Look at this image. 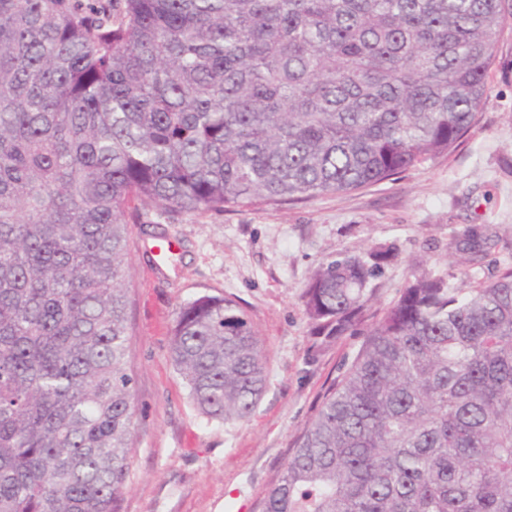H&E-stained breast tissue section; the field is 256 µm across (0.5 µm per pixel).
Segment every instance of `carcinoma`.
<instances>
[{
  "label": "carcinoma",
  "instance_id": "cac0c4a2",
  "mask_svg": "<svg viewBox=\"0 0 512 512\" xmlns=\"http://www.w3.org/2000/svg\"><path fill=\"white\" fill-rule=\"evenodd\" d=\"M503 0H0V512H120L133 452L126 210L346 193L477 122ZM389 248L303 292L315 346L365 339L259 512H512V265L478 288ZM209 420L250 419L265 349L236 300L179 307Z\"/></svg>",
  "mask_w": 512,
  "mask_h": 512
}]
</instances>
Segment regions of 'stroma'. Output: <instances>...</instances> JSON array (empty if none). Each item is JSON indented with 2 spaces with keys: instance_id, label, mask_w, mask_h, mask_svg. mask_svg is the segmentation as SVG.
Returning a JSON list of instances; mask_svg holds the SVG:
<instances>
[{
  "instance_id": "obj_1",
  "label": "stroma",
  "mask_w": 512,
  "mask_h": 512,
  "mask_svg": "<svg viewBox=\"0 0 512 512\" xmlns=\"http://www.w3.org/2000/svg\"><path fill=\"white\" fill-rule=\"evenodd\" d=\"M478 125L446 155L347 193L174 217L127 211L134 452L121 512H255L293 442L363 339L314 347L302 293L339 253L386 244L376 309L411 267L485 284L512 264V14L494 50ZM487 243L466 253L472 231ZM202 295L240 300L267 354L265 392L248 422L224 425L190 403L170 354L179 307Z\"/></svg>"
}]
</instances>
